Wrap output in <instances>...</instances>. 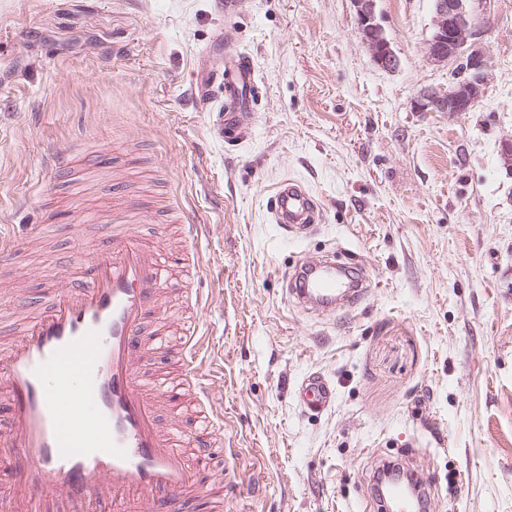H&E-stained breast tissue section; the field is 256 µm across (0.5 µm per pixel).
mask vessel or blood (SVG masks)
<instances>
[{"mask_svg": "<svg viewBox=\"0 0 512 512\" xmlns=\"http://www.w3.org/2000/svg\"><path fill=\"white\" fill-rule=\"evenodd\" d=\"M257 82L251 58L229 48L224 59V104L220 133L236 142ZM274 223L299 234L318 221L317 205L296 181L277 188ZM144 218L140 205L126 200L104 230L109 248L97 252L72 288L56 295L50 309L26 318L21 335L0 352V382L8 398V430L0 454L14 473L0 512H184L200 491L197 474L215 470L219 413L198 362L197 322L180 324L186 357L184 383L147 387L135 370L138 352L156 346L146 324L160 312L171 282L156 248L134 232ZM369 292L367 279L342 270L334 260L312 266L289 282L295 304L322 313L350 306ZM190 395L204 426L194 437L195 456L179 446L173 429L160 425V405ZM333 392L314 380L303 388L310 412H322ZM427 480L413 487L394 480L372 492L377 508L421 512Z\"/></svg>", "mask_w": 512, "mask_h": 512, "instance_id": "1", "label": "vessel or blood"}]
</instances>
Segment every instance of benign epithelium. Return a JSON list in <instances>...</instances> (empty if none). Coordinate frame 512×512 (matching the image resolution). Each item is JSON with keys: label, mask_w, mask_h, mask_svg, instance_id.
Wrapping results in <instances>:
<instances>
[{"label": "benign epithelium", "mask_w": 512, "mask_h": 512, "mask_svg": "<svg viewBox=\"0 0 512 512\" xmlns=\"http://www.w3.org/2000/svg\"><path fill=\"white\" fill-rule=\"evenodd\" d=\"M483 0H433V32L426 54L433 62L455 63L446 91H425L413 102L418 112H470L481 101L487 58L478 43L481 22L477 5ZM357 24L373 61L392 69L397 57L377 21L376 0H352Z\"/></svg>", "instance_id": "1"}]
</instances>
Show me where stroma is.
I'll use <instances>...</instances> for the list:
<instances>
[{"label":"stroma","instance_id":"obj_1","mask_svg":"<svg viewBox=\"0 0 512 512\" xmlns=\"http://www.w3.org/2000/svg\"><path fill=\"white\" fill-rule=\"evenodd\" d=\"M397 55L373 61L351 0H0V251L16 311L48 307L106 243L120 194L147 243L184 248L219 431L241 482L224 512H370L372 467L422 452L429 512H512V0H485L486 92L469 112H418L451 64L425 53L432 0H377ZM258 73L239 144L215 135L226 41ZM74 145L82 190L45 166ZM298 181L316 228L284 238L276 187ZM193 208L197 238L173 223ZM325 255L371 282L331 314L289 302L288 278ZM316 375L322 416L297 401Z\"/></svg>","mask_w":512,"mask_h":512}]
</instances>
